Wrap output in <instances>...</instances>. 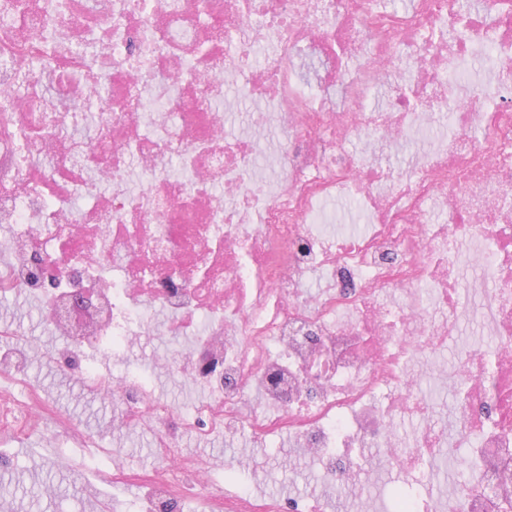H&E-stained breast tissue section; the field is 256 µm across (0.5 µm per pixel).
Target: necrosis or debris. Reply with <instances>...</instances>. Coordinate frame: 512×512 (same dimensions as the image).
<instances>
[{
    "mask_svg": "<svg viewBox=\"0 0 512 512\" xmlns=\"http://www.w3.org/2000/svg\"><path fill=\"white\" fill-rule=\"evenodd\" d=\"M488 6L0 0V295L36 298L65 342L44 350L1 322L0 374L21 383L50 362L113 424L152 426L158 464L136 477L148 494L135 512H174L198 479L214 512H283L215 479L233 462L179 454L183 437L217 433L287 436L358 512L367 449L408 475L464 448L453 493L393 494L388 512H512V0ZM478 55L500 95L482 111L452 79ZM231 86L251 111L225 108ZM372 89L386 94L376 109ZM436 126L446 134L411 156V175L396 171L392 157ZM342 199L362 232L324 230ZM467 320L482 343L436 370L455 400L447 431L417 365ZM160 333L184 342L160 366L205 392L189 412L144 374L85 362Z\"/></svg>",
    "mask_w": 512,
    "mask_h": 512,
    "instance_id": "necrosis-or-debris-1",
    "label": "necrosis or debris"
}]
</instances>
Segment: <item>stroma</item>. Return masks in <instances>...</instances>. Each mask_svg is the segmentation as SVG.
<instances>
[{
  "label": "stroma",
  "instance_id": "obj_1",
  "mask_svg": "<svg viewBox=\"0 0 512 512\" xmlns=\"http://www.w3.org/2000/svg\"><path fill=\"white\" fill-rule=\"evenodd\" d=\"M1 319L14 322L22 335L32 337L42 347L64 345L60 337L48 331L25 296L0 297ZM174 348L167 337L150 336L123 358L97 354L93 362L101 374L117 376L131 368L149 366L155 355ZM28 377L37 392L34 407L50 405L53 415L40 419L36 433L0 441V512H122L137 501L140 487L113 482L112 471L120 467L136 473L154 465L151 428L112 429L105 406L85 392L72 374L55 366L32 364ZM89 436L100 437L104 446L111 448V465L101 464L83 448L82 441ZM180 452L202 461L253 459L258 467L250 476L254 493L285 501L324 495L332 512H355L348 497L324 484L317 463L300 458L292 470H281V457L291 452L287 440H279L272 448H260L251 446L244 437L186 438ZM465 475L463 460L427 462L421 467L419 480L408 482L406 488L420 497L430 492L445 495L453 492Z\"/></svg>",
  "mask_w": 512,
  "mask_h": 512
}]
</instances>
